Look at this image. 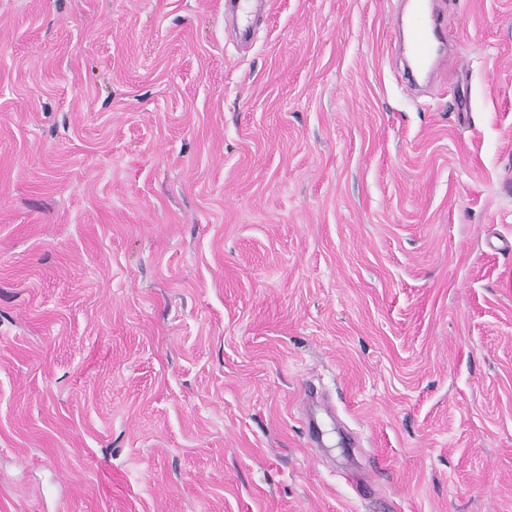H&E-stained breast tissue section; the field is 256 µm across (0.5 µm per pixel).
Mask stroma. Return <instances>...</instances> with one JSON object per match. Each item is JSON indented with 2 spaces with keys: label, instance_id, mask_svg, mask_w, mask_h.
Returning <instances> with one entry per match:
<instances>
[{
  "label": "stroma",
  "instance_id": "obj_1",
  "mask_svg": "<svg viewBox=\"0 0 512 512\" xmlns=\"http://www.w3.org/2000/svg\"><path fill=\"white\" fill-rule=\"evenodd\" d=\"M0 0V512H512V0ZM272 0H225L224 13L229 12L238 21L239 36L250 42L257 23L267 13ZM414 22L407 27L402 37L399 32V51L405 59L402 77L414 84L419 74L439 71L448 66V54L439 47L446 39L445 19L436 0H405Z\"/></svg>",
  "mask_w": 512,
  "mask_h": 512
}]
</instances>
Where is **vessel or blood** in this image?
I'll return each instance as SVG.
<instances>
[{
    "instance_id": "1",
    "label": "vessel or blood",
    "mask_w": 512,
    "mask_h": 512,
    "mask_svg": "<svg viewBox=\"0 0 512 512\" xmlns=\"http://www.w3.org/2000/svg\"><path fill=\"white\" fill-rule=\"evenodd\" d=\"M272 0H224V9L239 22V36L251 41L257 23L267 13ZM414 18L400 37L399 51L405 59L402 77L415 83L425 71L447 67L449 57L440 48L446 42L445 19L437 0H405Z\"/></svg>"
}]
</instances>
